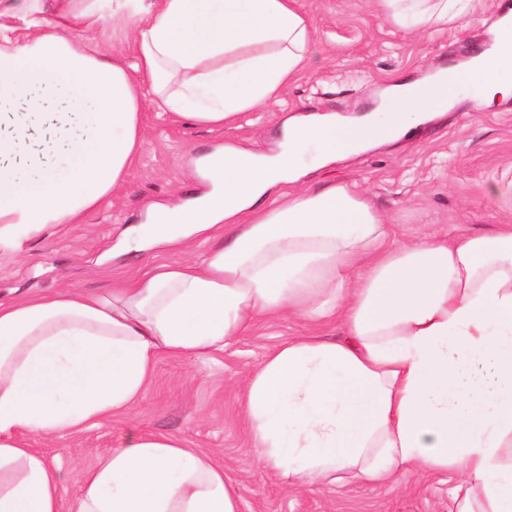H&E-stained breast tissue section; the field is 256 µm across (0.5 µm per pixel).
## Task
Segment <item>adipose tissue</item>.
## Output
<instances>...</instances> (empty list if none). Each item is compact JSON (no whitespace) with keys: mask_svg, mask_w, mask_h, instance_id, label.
Instances as JSON below:
<instances>
[{"mask_svg":"<svg viewBox=\"0 0 512 512\" xmlns=\"http://www.w3.org/2000/svg\"><path fill=\"white\" fill-rule=\"evenodd\" d=\"M397 25L464 20L473 0H379ZM111 20L126 70L82 33ZM299 0H0V250L83 223L143 147L140 78L170 119L220 128L276 101L306 69ZM472 97L512 98V12L465 62ZM448 69L389 83L368 114L291 118L273 153L225 145L202 189L156 204L117 245L183 249L109 292L61 288L0 302V512H67L26 438L124 417L164 355L223 351L258 320L340 322L295 336L243 384L254 461L288 487L453 469L457 512H512V223L396 239L346 183L308 172L402 137L447 108ZM488 364L494 386L472 375ZM223 464L183 439L129 428L85 471L68 512H240Z\"/></svg>","mask_w":512,"mask_h":512,"instance_id":"1","label":"adipose tissue"}]
</instances>
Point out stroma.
I'll list each match as a JSON object with an SVG mask.
<instances>
[{
  "instance_id": "35a3bbf8",
  "label": "stroma",
  "mask_w": 512,
  "mask_h": 512,
  "mask_svg": "<svg viewBox=\"0 0 512 512\" xmlns=\"http://www.w3.org/2000/svg\"><path fill=\"white\" fill-rule=\"evenodd\" d=\"M313 21L308 68L278 102L240 113L234 123L207 129L172 122L143 99L144 146L126 182L84 223L47 234L17 256L0 252V301L65 286L96 292L119 287L156 262L188 259L193 252L156 246L111 258L121 233L143 223L153 203L191 197L196 161L227 143L262 152L276 149L284 119L314 112L357 116L391 78H419L448 62H460L486 39L502 0H474L467 24L455 22L404 30L377 0H299ZM512 171V99L489 106L459 92L454 107L438 113L398 140L342 158L310 173L305 186L346 182L366 195L397 238L412 232L445 235L466 227L479 232L512 222V195L493 193ZM283 317L258 321L222 354L202 360L160 358L143 397L122 420L104 421L76 434L36 438L60 469L61 495L72 503L94 456L118 447L129 426L183 438L224 464L238 484L241 512H456L453 472H408L397 481L368 484L346 477L337 485L289 489L256 467L240 405L246 374L282 342L310 332Z\"/></svg>"
}]
</instances>
